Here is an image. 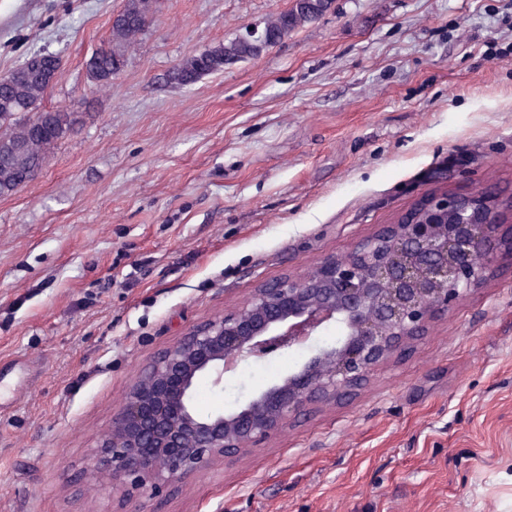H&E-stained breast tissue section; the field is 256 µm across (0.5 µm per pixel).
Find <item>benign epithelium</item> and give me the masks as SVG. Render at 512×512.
Here are the masks:
<instances>
[{
	"mask_svg": "<svg viewBox=\"0 0 512 512\" xmlns=\"http://www.w3.org/2000/svg\"><path fill=\"white\" fill-rule=\"evenodd\" d=\"M506 209L512 201L490 187L431 192L347 254L264 283L236 309L190 327L128 387L84 467L87 488L121 491L114 512H151L147 502L359 390L485 283L501 249L512 252V225L502 231ZM332 325L336 340L313 344ZM292 349L308 352L303 363L236 408L196 410L200 379L222 389L240 363Z\"/></svg>",
	"mask_w": 512,
	"mask_h": 512,
	"instance_id": "7a95c632",
	"label": "benign epithelium"
}]
</instances>
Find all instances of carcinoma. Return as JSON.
Wrapping results in <instances>:
<instances>
[{
    "label": "carcinoma",
    "mask_w": 512,
    "mask_h": 512,
    "mask_svg": "<svg viewBox=\"0 0 512 512\" xmlns=\"http://www.w3.org/2000/svg\"><path fill=\"white\" fill-rule=\"evenodd\" d=\"M332 0H294L290 9L264 19V41L239 36L180 61L171 80L191 86L203 77L238 62L259 57L281 43L296 29L318 20ZM149 17L142 0H126V8L112 19V47L100 50L87 62V74L95 85L111 83L124 67V49L134 45L145 31ZM59 62H24L0 76V188L11 191L25 186L24 171H41L51 150L74 128L69 112H40L47 89L55 82Z\"/></svg>",
    "instance_id": "cac0c4a2"
}]
</instances>
